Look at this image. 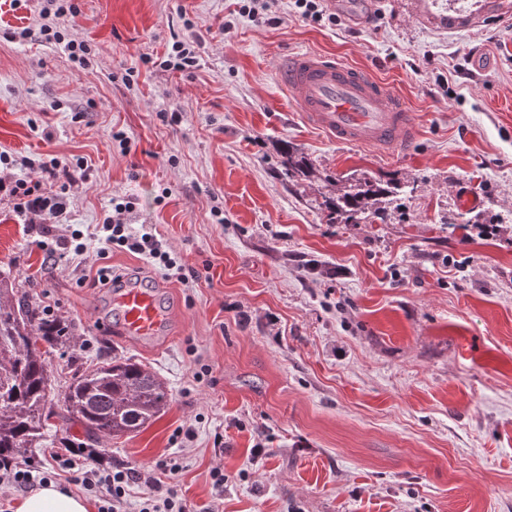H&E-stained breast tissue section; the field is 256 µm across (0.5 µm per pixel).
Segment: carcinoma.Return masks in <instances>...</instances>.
<instances>
[{
    "mask_svg": "<svg viewBox=\"0 0 512 512\" xmlns=\"http://www.w3.org/2000/svg\"><path fill=\"white\" fill-rule=\"evenodd\" d=\"M284 174L322 181L323 206L332 224L385 221L387 210L405 197L403 187L372 177H323L298 149L283 146ZM69 328L43 314L26 283L0 271V463L23 457L49 432L53 390L48 355ZM57 403L63 418L75 419L87 440L136 433L168 406L169 392L158 377L131 358L112 357L76 369Z\"/></svg>",
    "mask_w": 512,
    "mask_h": 512,
    "instance_id": "1",
    "label": "carcinoma"
}]
</instances>
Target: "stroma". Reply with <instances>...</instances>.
<instances>
[{"mask_svg": "<svg viewBox=\"0 0 512 512\" xmlns=\"http://www.w3.org/2000/svg\"><path fill=\"white\" fill-rule=\"evenodd\" d=\"M45 2L0 0V153L11 176L34 181L57 159L44 189L63 209L45 224L0 194V270L75 327L49 357L56 386L69 356H124L170 393L146 429L81 462L179 458L173 483L190 512H512V14L470 0L454 28L457 0H370L356 28L331 7L315 22L273 0L276 23L259 25L238 0H74L82 69L39 35ZM176 40L196 68L143 63ZM301 51L388 82L416 142L339 144L309 127L275 74ZM285 141L320 174L398 179L404 212L328 223L319 184L282 176ZM464 191L477 206L458 205ZM118 195L135 199L126 222L155 225L176 268L101 256L97 226ZM69 224L86 249L52 264L42 244ZM104 266L162 287L168 340L99 326ZM52 424L29 452L33 471L84 438L77 422Z\"/></svg>", "mask_w": 512, "mask_h": 512, "instance_id": "obj_1", "label": "stroma"}]
</instances>
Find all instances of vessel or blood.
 I'll return each mask as SVG.
<instances>
[{
  "label": "vessel or blood",
  "instance_id": "vessel-or-blood-1",
  "mask_svg": "<svg viewBox=\"0 0 512 512\" xmlns=\"http://www.w3.org/2000/svg\"><path fill=\"white\" fill-rule=\"evenodd\" d=\"M306 123L343 144L402 148L418 137L405 100L386 83L322 54L294 53L279 70ZM119 334L143 343L167 334L171 312L158 288L129 279L111 296Z\"/></svg>",
  "mask_w": 512,
  "mask_h": 512
}]
</instances>
